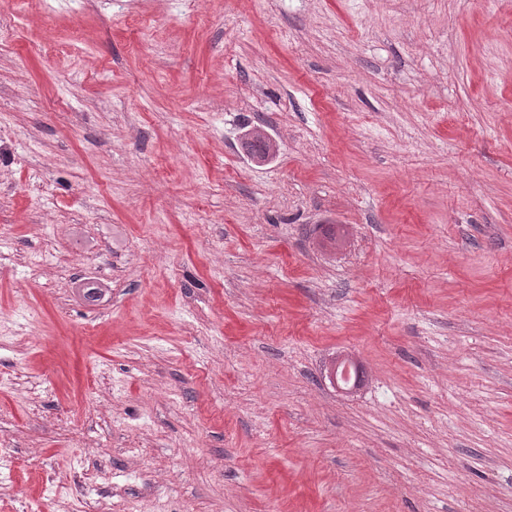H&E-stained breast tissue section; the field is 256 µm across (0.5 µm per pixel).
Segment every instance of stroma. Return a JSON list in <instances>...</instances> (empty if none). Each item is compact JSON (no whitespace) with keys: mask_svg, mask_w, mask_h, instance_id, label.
I'll use <instances>...</instances> for the list:
<instances>
[{"mask_svg":"<svg viewBox=\"0 0 512 512\" xmlns=\"http://www.w3.org/2000/svg\"><path fill=\"white\" fill-rule=\"evenodd\" d=\"M0 8V512H512V0Z\"/></svg>","mask_w":512,"mask_h":512,"instance_id":"stroma-1","label":"stroma"}]
</instances>
